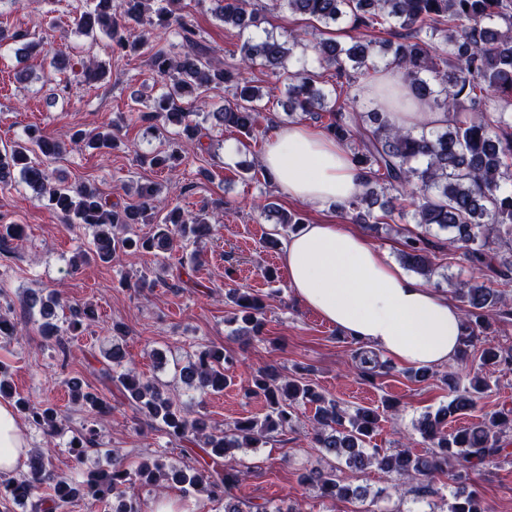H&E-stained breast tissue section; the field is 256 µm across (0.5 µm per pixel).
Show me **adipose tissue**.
Returning a JSON list of instances; mask_svg holds the SVG:
<instances>
[{"mask_svg": "<svg viewBox=\"0 0 512 512\" xmlns=\"http://www.w3.org/2000/svg\"><path fill=\"white\" fill-rule=\"evenodd\" d=\"M402 79L379 68L373 107L400 127L446 125L444 112H417L398 104ZM261 165L288 199L325 213L361 189L364 174L350 153L324 133L299 124L273 130ZM281 260L295 298L330 324L413 367L454 362L463 336L462 316L447 297L409 276L358 231L336 224H305L285 241ZM29 452L13 409L0 404V474L21 468Z\"/></svg>", "mask_w": 512, "mask_h": 512, "instance_id": "1", "label": "adipose tissue"}]
</instances>
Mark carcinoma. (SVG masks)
Returning <instances> with one entry per match:
<instances>
[{"label":"carcinoma","mask_w":512,"mask_h":512,"mask_svg":"<svg viewBox=\"0 0 512 512\" xmlns=\"http://www.w3.org/2000/svg\"><path fill=\"white\" fill-rule=\"evenodd\" d=\"M209 10L220 22L245 31L260 24L258 10L251 0H209ZM182 0H81L76 26L85 36L104 34L112 53L120 55L136 49L143 36L132 32V25L148 24L160 30H177L181 51L169 54L163 50L150 58L152 69L161 78L160 92L154 97L137 98L142 105L137 121L154 129L159 124L177 128L179 141L170 150H160L143 157L153 167L171 168L181 158L185 146H203L202 127L191 119L193 110L184 102H195L201 94L234 83L235 101L207 112L226 129H234L246 138L255 134L262 94L243 77V71L260 63L275 73L289 69L294 49L312 50L317 59L334 68L336 86L352 84L359 75L374 67L378 55L365 32L393 29L397 41L387 45L389 64L399 70L412 96L423 105L452 114L448 125L415 131L390 125L378 112H363L329 101L316 86L318 75L305 69L288 73L287 114L299 115L321 124L323 132L341 144H351L352 159L363 170L362 190L346 204L338 206L343 217L361 224H378L397 216L429 231L436 228L450 234L448 246L463 251L477 272H490L503 288L493 290L484 284L466 285L459 289L463 304L466 334L458 360L468 358L477 349L480 336L492 321L512 316L506 302L512 286V113L505 109L490 111L486 101L492 97L512 107V0H271L268 9L286 7L326 27L346 25L354 35L348 46L333 38L304 43L297 33L288 41L267 34L260 39L248 38L240 48L241 62L229 70L211 56V48L185 20ZM17 44V53L26 58L44 52L40 42L29 40L28 34L0 27V45ZM106 64L94 58L83 62L87 81L106 77ZM470 108L463 109L464 103ZM99 150H112L118 136L112 129L91 136L81 130L69 135V141L50 139L37 128L26 137L0 150V183L8 184L19 175L34 190L44 195L53 209L69 224H85L95 229L94 256L109 263L119 251H168L175 239L198 240L210 232L208 212L200 209L186 215L177 206L161 217L155 233L148 238H133L128 231L133 224H148L155 217V202L160 188L154 183L140 185L136 201L124 206L111 203L94 186L70 184L63 179L49 182V174L34 160L37 154L55 158L67 151L66 143ZM397 193L403 204L397 211L385 210L378 215L373 207L379 199ZM266 217L296 230L302 219L271 203L263 206ZM21 224H8L0 219V252H6L13 241L22 237ZM438 245L426 235L415 233L406 238L403 257L417 273L431 271V254ZM225 299L233 304L241 319L244 334L262 335L265 298L229 288ZM58 302L51 296H34L30 308L38 309L43 336L56 342L58 351L66 354L63 330L56 323ZM98 319L95 308L84 305L69 308L66 331L78 332ZM105 363L100 377L113 383L119 392L135 403L138 412L152 425H159L168 435L183 438L197 436L204 430L203 418H192L185 407L168 396L165 389L125 371H117L124 358L122 345L113 340L103 351ZM482 363L512 371V349L487 346L480 353ZM361 376L371 381L380 375L384 365L376 353L355 355ZM234 358L219 348L207 347L196 359L176 366L174 379L186 390L207 395L221 392L229 383L228 371ZM448 386L450 400L436 412L426 413L416 430L433 451L415 455L408 449L389 453L381 448L367 449L376 435L384 414L377 409L360 408L348 413L333 398L313 385L287 377L275 367L260 369L253 376L254 393L264 396L268 412L263 419L244 418L233 423L231 434L207 435L199 443L208 457L206 467L177 466L158 456L130 471L123 459L112 457L109 469L88 474L87 480L76 482L54 476L42 456L30 455L28 472L19 480L0 483V498L17 502L29 500L41 485L48 484L55 502L90 496L112 502L111 512H139L126 499V489L133 478L164 489L178 485L186 492L206 495L224 501V512H298L281 505H243L234 490L246 479L247 472L232 465L227 455L239 448H254L274 431L288 432L299 427L300 404H312L311 441L324 448L352 470L370 464L394 473L408 482H416L415 492L423 498L436 496V475L444 472L448 458L465 463L456 472V480H465L467 470L474 469L500 455L507 447L503 437L512 430V408L491 412L480 425L448 431V423L471 408L474 401L489 389V381L478 374L465 380L457 372L441 376ZM68 389L74 402L82 407L100 410L104 404L96 393L87 391L81 380L71 378ZM0 398L14 402L15 408L27 415L36 426L52 435L60 428L57 411L50 406L35 405L13 395L0 369ZM95 444L94 434L74 437L71 453L81 461L86 448ZM303 479L320 485L321 496L330 500L365 498V490L355 486L349 477L331 467L312 471ZM448 512H483L473 492L461 486L453 497Z\"/></svg>","instance_id":"obj_1"}]
</instances>
